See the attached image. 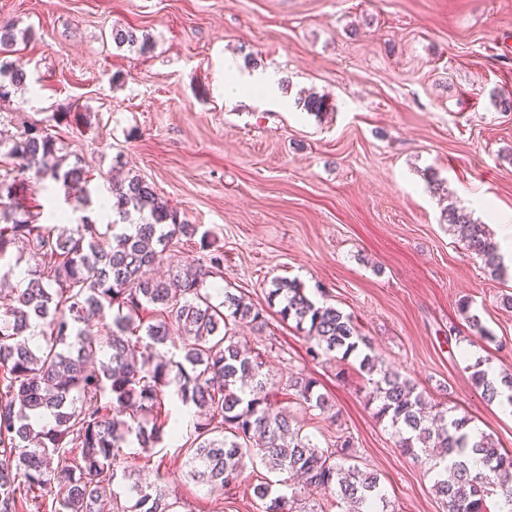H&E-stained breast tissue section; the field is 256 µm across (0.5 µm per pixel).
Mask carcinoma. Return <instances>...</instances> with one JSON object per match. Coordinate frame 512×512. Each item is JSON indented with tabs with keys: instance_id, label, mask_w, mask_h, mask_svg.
I'll list each match as a JSON object with an SVG mask.
<instances>
[{
	"instance_id": "carcinoma-1",
	"label": "carcinoma",
	"mask_w": 512,
	"mask_h": 512,
	"mask_svg": "<svg viewBox=\"0 0 512 512\" xmlns=\"http://www.w3.org/2000/svg\"><path fill=\"white\" fill-rule=\"evenodd\" d=\"M28 35L1 20L0 55L15 52L18 38ZM112 40L149 49L147 37L133 28L113 29ZM27 81L24 67L0 66V99ZM29 171L59 184L81 210L90 204L81 161L66 164L47 128L31 124L0 136V258L21 248L33 259L26 287L0 283V301L6 302L0 315V512H173L174 504L146 483L127 485L129 507L115 490L126 479L123 448L135 440L148 453L175 438L168 398L197 410L182 449L188 477L211 492L230 493L245 478L247 463L257 460L282 475L253 485L262 512H293L298 490L288 479L295 475L303 493L317 496L311 512H331L342 503L348 512H394L379 475L350 463V438L321 448L274 407L264 353L236 335L240 324L264 334L265 315L229 291L216 303L207 288L221 254L211 256L208 268L181 261L166 280L148 274L176 241L205 240L201 225L181 221L135 175L111 183L115 223L104 226L86 214L76 224H40L38 214L20 213L14 205ZM133 212L142 221L118 227ZM444 220L464 232L466 250L498 276L502 256L486 225L456 206L448 207ZM268 302L280 303L282 320L306 332L312 356L360 358L372 381L375 416L388 421L404 454L448 462L433 484L444 512H485L492 497L512 512L511 453L486 434L471 438L464 416L445 410L428 417L416 384L385 367L350 316L314 302L301 284L273 281ZM148 308L155 313L151 322L143 319ZM108 311L111 321L98 333L85 328ZM174 330L180 344L171 354ZM100 353L104 360L97 363ZM469 369L487 401L504 397L512 404V375L492 379L479 361ZM288 389L302 406L323 415L333 410L318 380L307 374L289 380Z\"/></svg>"
}]
</instances>
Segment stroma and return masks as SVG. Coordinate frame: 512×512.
<instances>
[{
    "label": "stroma",
    "instance_id": "35a3bbf8",
    "mask_svg": "<svg viewBox=\"0 0 512 512\" xmlns=\"http://www.w3.org/2000/svg\"><path fill=\"white\" fill-rule=\"evenodd\" d=\"M0 19L32 31L0 55L30 76L0 102V129L48 128L81 159L91 197L117 166L201 225L206 240L179 241L178 259L223 252L207 285L263 309L266 333L241 334L265 350L273 383L303 372L335 401L332 422L278 395L314 443L351 437L396 512H444L429 461L401 453L375 417L358 362L311 359L306 334L269 307L276 280L349 315L386 367L512 453V416L468 370L512 373V264L491 278L442 219L460 205L494 233L512 218V0H0ZM124 27L151 50L116 45ZM230 60L244 75L274 70L280 93L225 97ZM311 94L326 111L302 108ZM16 203L43 224L78 218L48 179L30 177ZM168 408L180 439L149 457L130 444L129 472L162 474L178 512H261L248 486L222 498L187 477L193 425Z\"/></svg>",
    "mask_w": 512,
    "mask_h": 512
}]
</instances>
